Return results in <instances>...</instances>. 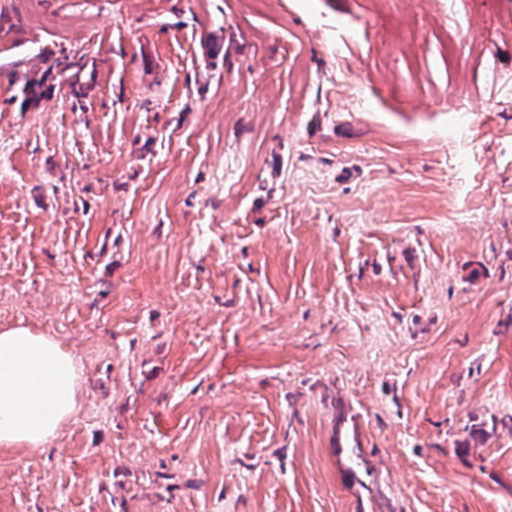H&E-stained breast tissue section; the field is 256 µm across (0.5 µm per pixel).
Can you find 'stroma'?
I'll return each instance as SVG.
<instances>
[{
    "instance_id": "stroma-1",
    "label": "stroma",
    "mask_w": 512,
    "mask_h": 512,
    "mask_svg": "<svg viewBox=\"0 0 512 512\" xmlns=\"http://www.w3.org/2000/svg\"><path fill=\"white\" fill-rule=\"evenodd\" d=\"M14 325L0 512H512V0H0ZM75 356L27 326L0 330V454L42 450L78 411Z\"/></svg>"
}]
</instances>
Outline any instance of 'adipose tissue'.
Segmentation results:
<instances>
[{"mask_svg": "<svg viewBox=\"0 0 512 512\" xmlns=\"http://www.w3.org/2000/svg\"><path fill=\"white\" fill-rule=\"evenodd\" d=\"M74 355L26 326L0 330V454L44 449L78 411Z\"/></svg>", "mask_w": 512, "mask_h": 512, "instance_id": "ef3b65f1", "label": "adipose tissue"}]
</instances>
